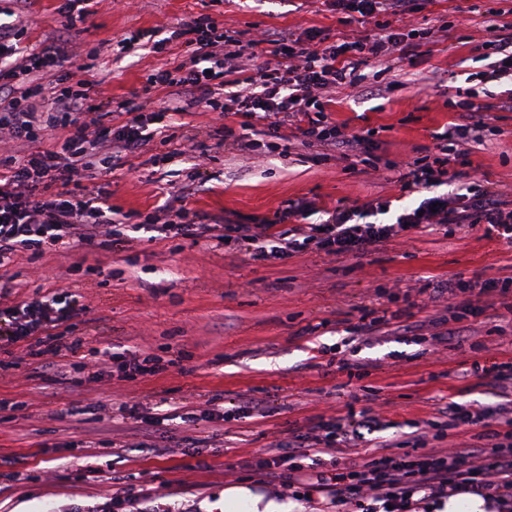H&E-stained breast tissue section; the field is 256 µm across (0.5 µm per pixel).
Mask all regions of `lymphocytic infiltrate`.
<instances>
[{
	"label": "lymphocytic infiltrate",
	"instance_id": "1",
	"mask_svg": "<svg viewBox=\"0 0 512 512\" xmlns=\"http://www.w3.org/2000/svg\"><path fill=\"white\" fill-rule=\"evenodd\" d=\"M329 10L359 15L364 31L330 35L318 29H259L251 38L225 28L208 15L177 24L163 37L137 30L118 43L130 53L151 41L153 52L177 42L193 51L171 58L149 71L141 92L119 102L126 120L107 127L87 102L84 89L68 86L64 57L56 46L13 63L18 45L14 29L0 27V268L24 251L39 256L44 245L69 239L92 244L106 241L125 251L130 242L112 227L118 207L106 196L71 190L76 179L100 167L124 165L154 135L164 134L166 117L194 107L220 116L240 117L239 127L221 125L214 133L241 155L257 158L291 136L302 146L318 147L323 158L346 161L369 153L368 135L347 131L329 121L325 110L337 93L364 81L365 67L375 75L393 69V59H408L414 48L438 42L451 22L421 27L411 21L417 0H325ZM480 44L486 70L477 73L478 87L449 101L455 120L440 134L434 152L414 159L401 171V192L420 194L418 206L404 209L391 223L382 222L389 201L338 204L322 224L307 223L310 205L289 206L260 224L185 222V210L164 208L161 229L176 236L235 240L259 257L282 259L306 250L361 258L378 247L434 226L482 228L512 243V187L481 182L470 160L471 147L482 144L491 129L492 110L512 112V94L497 105L479 103L482 85L512 80V21L490 9ZM167 90L164 109H155L150 94ZM55 132L43 150L20 155L21 147ZM291 223L286 232L279 224ZM432 298L452 301L453 327L442 330L436 320L411 323L363 312L354 332L365 339L384 328L412 336L417 343L464 344L461 325L488 311L512 314V276L484 280L455 278L431 288ZM78 306L76 294L52 292L18 299L8 278L0 277V349L25 345L39 368L65 378L58 362L62 350L56 327ZM493 398L484 403L450 401L436 410L423 431L414 432L412 448L398 452L395 442L381 438L383 425L370 409L320 421L312 435L275 443L257 463L260 475L278 482L295 500L321 494L332 512H429L430 505L472 494L485 512H512V362L494 365ZM462 436L461 445L447 444ZM330 455L322 468L320 455Z\"/></svg>",
	"mask_w": 512,
	"mask_h": 512
}]
</instances>
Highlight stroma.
<instances>
[{
    "label": "stroma",
    "mask_w": 512,
    "mask_h": 512,
    "mask_svg": "<svg viewBox=\"0 0 512 512\" xmlns=\"http://www.w3.org/2000/svg\"><path fill=\"white\" fill-rule=\"evenodd\" d=\"M62 0H0V25L20 29L19 46L37 51L54 43L80 57L96 55L88 102L129 96L166 54L144 50L117 58L111 45L138 29H162L209 15L236 30H334L339 16L322 0H91L79 32L66 30ZM476 13L458 36L421 46L413 62L398 63L385 97L357 90L337 94L333 120L371 129L376 153L394 160L424 155L454 113L448 100L464 75L483 69L473 48L483 36L482 11L512 9V0H427L413 21L437 24L458 9ZM174 141L152 139L145 151L110 172L85 178L103 187L125 214L123 229L141 226L131 249L63 244L38 258L19 254L7 266L16 295L27 298L64 288L84 306L57 332L94 337L106 330L114 351L141 350L169 360L149 378H122L100 362L101 380L80 390L32 372L27 351H0V512H72L80 504L110 506L140 489L165 487L173 512H205L226 487L247 484L281 493L260 480L256 461L275 441L307 434L322 418L349 409L382 407L405 425L428 420L438 404L484 402L491 378L466 376L473 361L512 358V315L487 313L472 324L471 346L421 348L407 336L366 341L353 333L362 307L402 308V296L432 281L483 280L512 275V246L481 232L443 230L411 235L363 258L298 253L283 259L251 257L237 244L211 239L150 237L144 226L166 205L184 206L224 224H258L288 204L312 200L364 203L378 197L398 211L414 203L394 171L369 179L344 164L322 160L317 149L293 145L288 156L248 159L208 135L216 113L192 110L173 119ZM496 136L475 146L474 165L491 181L512 184V112L500 113ZM204 136L211 158L191 173L190 154L178 153L179 134ZM202 188L187 199L189 179ZM363 364V377L338 368L339 359ZM262 399L265 416L210 420L212 410ZM195 413L194 426L167 420ZM164 415L153 450L132 448L134 414Z\"/></svg>",
    "instance_id": "1"
}]
</instances>
